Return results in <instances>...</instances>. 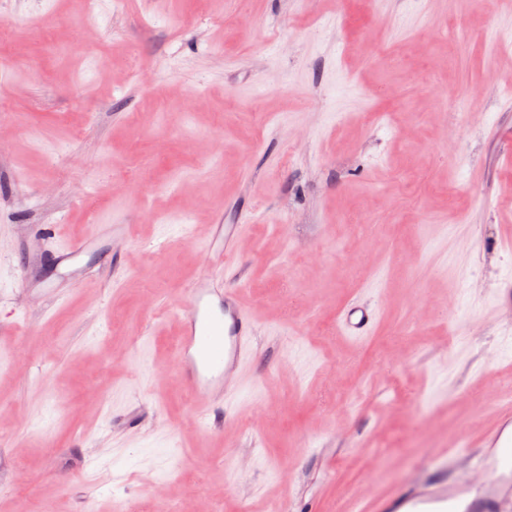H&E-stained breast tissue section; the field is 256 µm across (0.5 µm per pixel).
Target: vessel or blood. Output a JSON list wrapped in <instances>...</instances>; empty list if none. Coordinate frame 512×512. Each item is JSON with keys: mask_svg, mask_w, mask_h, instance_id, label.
Segmentation results:
<instances>
[{"mask_svg": "<svg viewBox=\"0 0 512 512\" xmlns=\"http://www.w3.org/2000/svg\"><path fill=\"white\" fill-rule=\"evenodd\" d=\"M237 227L215 225L213 235L220 243L218 256L234 255ZM100 235L77 241L53 253L59 266H76L81 256L100 242ZM190 307L183 313L182 336L176 361L188 377L195 392L218 390L226 376L236 370L248 356L254 337V318L246 308L239 289L220 290L207 283L194 284ZM376 306L353 302L340 314L343 335L360 338L376 326ZM486 453L481 464L491 474L493 483L483 496L462 499L460 492L450 489L424 496L408 494L405 501L414 512H500V498L512 490V410H505L498 427L479 442Z\"/></svg>", "mask_w": 512, "mask_h": 512, "instance_id": "1", "label": "vessel or blood"}]
</instances>
